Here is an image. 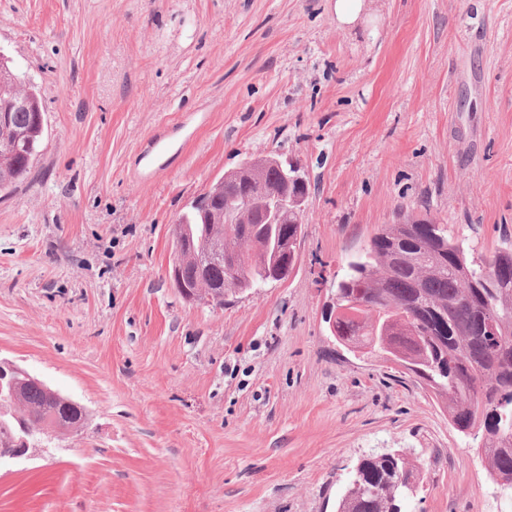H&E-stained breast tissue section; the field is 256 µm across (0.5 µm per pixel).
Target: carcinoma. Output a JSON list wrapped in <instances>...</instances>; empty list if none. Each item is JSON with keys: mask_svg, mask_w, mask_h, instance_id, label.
Listing matches in <instances>:
<instances>
[{"mask_svg": "<svg viewBox=\"0 0 512 512\" xmlns=\"http://www.w3.org/2000/svg\"><path fill=\"white\" fill-rule=\"evenodd\" d=\"M16 96L27 100L28 109L0 124V193L27 178L44 133L36 91L0 55V108ZM288 177V171L268 166L262 180L275 194H311V183L290 185ZM247 193L245 186L217 180L178 217L191 234L184 242L173 237L184 262L169 275L185 300L196 301L203 286L211 289L212 304L222 306L224 291L233 297L235 288L243 294L265 286L275 265L285 278L294 271L303 225L292 223V216L282 215L278 224H238L231 235L214 219V211L237 206ZM399 215L409 223L383 225L333 283L331 336L354 353L376 355L415 374L458 431L483 430L489 473L512 486V244L477 264L430 211ZM276 238L288 243V253H274ZM221 239L237 251L240 269L191 260L201 245ZM489 307L497 317L493 335L486 325ZM16 387V401L0 404V448L13 446L20 421L46 429L44 439L56 433L57 441L86 426L88 412L80 403L21 376ZM418 476L404 454L369 455L357 465L337 512H401Z\"/></svg>", "mask_w": 512, "mask_h": 512, "instance_id": "carcinoma-1", "label": "carcinoma"}]
</instances>
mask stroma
<instances>
[{"label":"stroma","mask_w":512,"mask_h":512,"mask_svg":"<svg viewBox=\"0 0 512 512\" xmlns=\"http://www.w3.org/2000/svg\"><path fill=\"white\" fill-rule=\"evenodd\" d=\"M44 134L0 196V356L85 405L0 464V512H336L358 462L419 466L402 512L512 496L397 365L339 347L346 261L426 207L475 258L512 240V0H0ZM276 151L315 189L294 273L215 307L171 230ZM365 0H335L336 20L343 25L356 22L362 13Z\"/></svg>","instance_id":"obj_1"}]
</instances>
